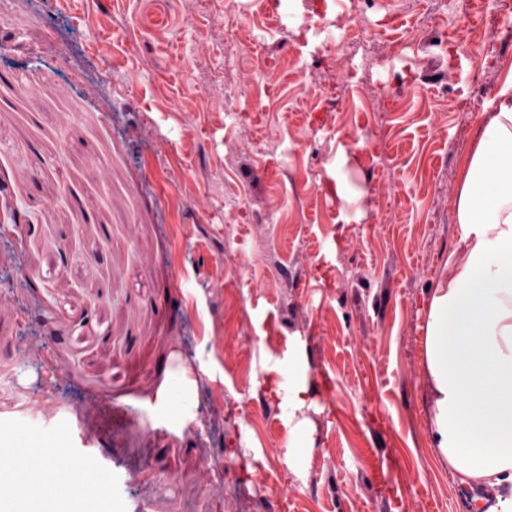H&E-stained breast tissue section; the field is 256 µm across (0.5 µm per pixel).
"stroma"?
Instances as JSON below:
<instances>
[{
	"label": "stroma",
	"mask_w": 512,
	"mask_h": 512,
	"mask_svg": "<svg viewBox=\"0 0 512 512\" xmlns=\"http://www.w3.org/2000/svg\"><path fill=\"white\" fill-rule=\"evenodd\" d=\"M265 2L0 0V441L94 455L112 512H225L228 483L239 512H463L425 300L464 250L454 198L512 47L432 52L438 0H302L277 27ZM342 150L381 203L347 224ZM297 336L319 394L294 474L255 381Z\"/></svg>",
	"instance_id": "35a3bbf8"
}]
</instances>
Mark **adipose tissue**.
Wrapping results in <instances>:
<instances>
[{"instance_id": "obj_1", "label": "adipose tissue", "mask_w": 512, "mask_h": 512, "mask_svg": "<svg viewBox=\"0 0 512 512\" xmlns=\"http://www.w3.org/2000/svg\"><path fill=\"white\" fill-rule=\"evenodd\" d=\"M456 213L465 250L428 298L431 446L460 484L484 489L486 512H512V80L481 122ZM266 382L288 421L284 462L300 473L315 445L300 417L318 392L307 353L289 342Z\"/></svg>"}]
</instances>
